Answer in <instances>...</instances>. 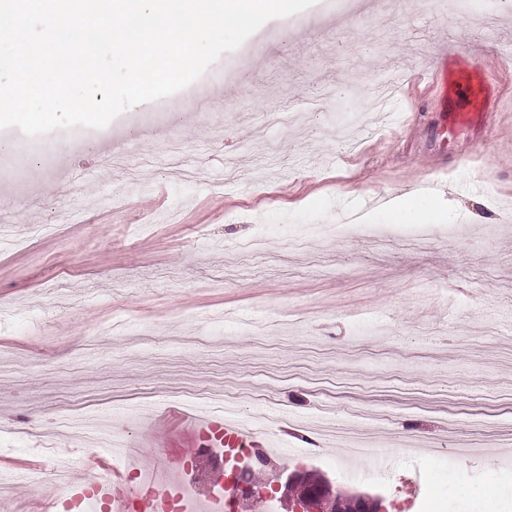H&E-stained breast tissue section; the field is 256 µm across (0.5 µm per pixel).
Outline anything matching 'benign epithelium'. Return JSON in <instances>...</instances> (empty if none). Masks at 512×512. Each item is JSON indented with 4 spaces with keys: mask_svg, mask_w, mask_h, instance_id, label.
Returning <instances> with one entry per match:
<instances>
[{
    "mask_svg": "<svg viewBox=\"0 0 512 512\" xmlns=\"http://www.w3.org/2000/svg\"><path fill=\"white\" fill-rule=\"evenodd\" d=\"M303 476V472L296 471L286 477L282 498L288 501L289 512H385L382 499L362 493L341 492L323 476L319 477L305 496L298 498L293 487ZM231 483L236 512H252L261 500V495L246 471H235Z\"/></svg>",
    "mask_w": 512,
    "mask_h": 512,
    "instance_id": "7a95c632",
    "label": "benign epithelium"
}]
</instances>
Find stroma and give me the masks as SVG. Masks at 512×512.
I'll return each mask as SVG.
<instances>
[{
    "label": "stroma",
    "instance_id": "35a3bbf8",
    "mask_svg": "<svg viewBox=\"0 0 512 512\" xmlns=\"http://www.w3.org/2000/svg\"><path fill=\"white\" fill-rule=\"evenodd\" d=\"M353 2L269 20L242 78L225 53L105 128L0 129L1 459L86 463L59 428L79 407L147 464L176 391L220 386L250 396L243 425L288 412L291 453L255 465L261 481L304 468L399 512H512V447L495 443L512 434V0ZM445 60L497 73L499 118L441 126ZM283 109L301 122L283 129ZM426 177L440 193L411 197ZM345 211L359 226L324 235ZM357 437L381 454L342 469ZM48 493L72 490L0 479V512Z\"/></svg>",
    "mask_w": 512,
    "mask_h": 512
}]
</instances>
